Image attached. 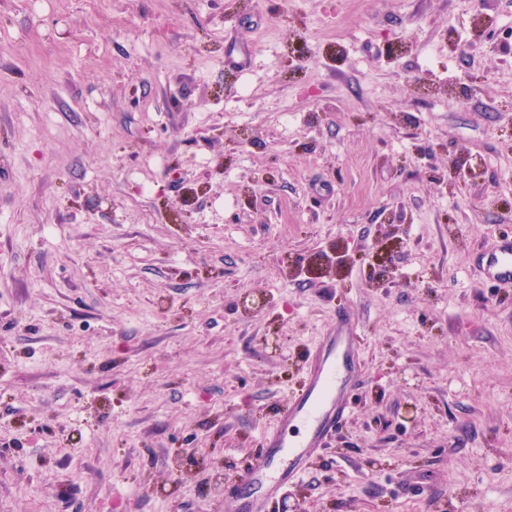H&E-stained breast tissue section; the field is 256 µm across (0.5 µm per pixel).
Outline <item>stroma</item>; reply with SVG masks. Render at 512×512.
<instances>
[{
  "label": "stroma",
  "mask_w": 512,
  "mask_h": 512,
  "mask_svg": "<svg viewBox=\"0 0 512 512\" xmlns=\"http://www.w3.org/2000/svg\"><path fill=\"white\" fill-rule=\"evenodd\" d=\"M505 232L512 0H0V512H225L340 307L280 505L512 512ZM477 266L490 282L512 285V234L500 235L496 243L479 256ZM335 316L333 327L312 347L301 388L280 407L279 427L262 433L252 461L235 478V486L243 485L248 492L232 491L226 511L269 512L350 414L363 375L353 331L356 322L346 311ZM294 427L300 430L296 435L285 434Z\"/></svg>",
  "instance_id": "stroma-1"
}]
</instances>
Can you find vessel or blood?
<instances>
[{
	"instance_id": "b4317fda",
	"label": "vessel or blood",
	"mask_w": 512,
	"mask_h": 512,
	"mask_svg": "<svg viewBox=\"0 0 512 512\" xmlns=\"http://www.w3.org/2000/svg\"><path fill=\"white\" fill-rule=\"evenodd\" d=\"M477 266L490 282L512 285V234L500 235ZM354 326L350 313L337 312L333 327L315 343L301 388L280 407L278 428L262 433L238 490L225 500L226 512H269L336 435L363 375Z\"/></svg>"
}]
</instances>
